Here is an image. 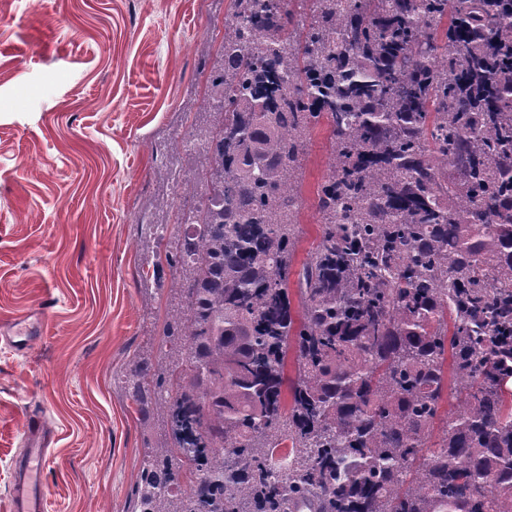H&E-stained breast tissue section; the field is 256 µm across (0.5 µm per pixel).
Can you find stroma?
I'll return each mask as SVG.
<instances>
[{
    "label": "stroma",
    "instance_id": "stroma-1",
    "mask_svg": "<svg viewBox=\"0 0 512 512\" xmlns=\"http://www.w3.org/2000/svg\"><path fill=\"white\" fill-rule=\"evenodd\" d=\"M230 0H0V328L34 309L24 354L0 343V512L11 463L50 435L47 512H128L161 418L143 422L118 377L158 357L174 275L141 222L180 195L157 152L199 109ZM327 126L307 149L296 260L317 236ZM163 287H144L143 275Z\"/></svg>",
    "mask_w": 512,
    "mask_h": 512
}]
</instances>
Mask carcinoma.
Wrapping results in <instances>:
<instances>
[{"mask_svg": "<svg viewBox=\"0 0 512 512\" xmlns=\"http://www.w3.org/2000/svg\"><path fill=\"white\" fill-rule=\"evenodd\" d=\"M213 68L133 512H512V0H230ZM329 135L326 125L315 128L307 149V160L303 180L304 207L299 215L300 240L295 253L296 268L306 256L313 240L317 236L318 225L315 212L316 188L325 171V145Z\"/></svg>", "mask_w": 512, "mask_h": 512, "instance_id": "cac0c4a2", "label": "carcinoma"}]
</instances>
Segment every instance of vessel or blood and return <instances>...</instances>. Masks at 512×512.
Wrapping results in <instances>:
<instances>
[{"label": "vessel or blood", "instance_id": "vessel-or-blood-1", "mask_svg": "<svg viewBox=\"0 0 512 512\" xmlns=\"http://www.w3.org/2000/svg\"><path fill=\"white\" fill-rule=\"evenodd\" d=\"M37 325L18 322L8 334L7 343L17 352H27L37 340ZM48 463V438L40 425H32L28 445L12 468L13 512H47L44 470Z\"/></svg>", "mask_w": 512, "mask_h": 512}]
</instances>
